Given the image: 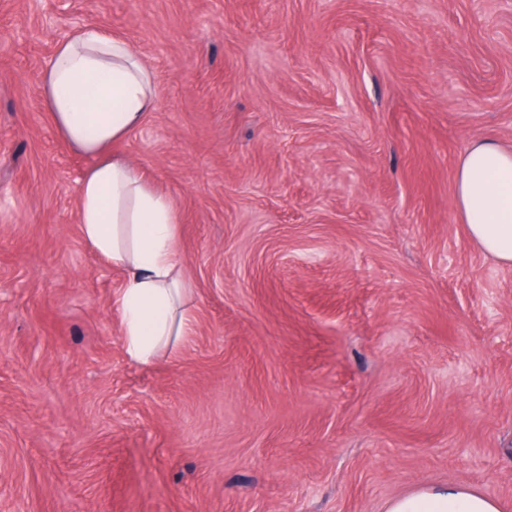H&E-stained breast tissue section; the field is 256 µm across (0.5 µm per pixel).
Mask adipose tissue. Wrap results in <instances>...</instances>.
<instances>
[{
	"label": "adipose tissue",
	"mask_w": 512,
	"mask_h": 512,
	"mask_svg": "<svg viewBox=\"0 0 512 512\" xmlns=\"http://www.w3.org/2000/svg\"><path fill=\"white\" fill-rule=\"evenodd\" d=\"M42 101L65 146L98 158L80 182V231L124 272L118 296L124 348L129 358L150 363L194 329L170 197L111 150L157 111L154 74L127 41L90 26L59 44L42 74ZM455 205L470 239L512 266V150L491 140L468 147L457 168ZM385 512H502V506L460 483L399 494Z\"/></svg>",
	"instance_id": "1"
}]
</instances>
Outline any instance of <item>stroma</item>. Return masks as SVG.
Returning <instances> with one entry per match:
<instances>
[{
	"label": "stroma",
	"mask_w": 512,
	"mask_h": 512,
	"mask_svg": "<svg viewBox=\"0 0 512 512\" xmlns=\"http://www.w3.org/2000/svg\"><path fill=\"white\" fill-rule=\"evenodd\" d=\"M96 25L153 69L119 145L174 200L195 329L129 359L41 105ZM512 149V0H0V512H512V267L454 202ZM500 502L468 484L425 485L391 498L385 512H502Z\"/></svg>",
	"instance_id": "35a3bbf8"
}]
</instances>
